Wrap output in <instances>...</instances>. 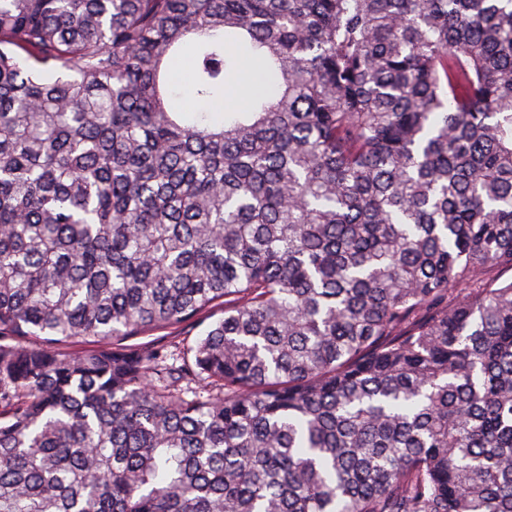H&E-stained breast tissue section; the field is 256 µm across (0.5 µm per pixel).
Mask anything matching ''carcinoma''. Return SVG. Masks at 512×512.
I'll return each mask as SVG.
<instances>
[{
  "label": "carcinoma",
  "instance_id": "cac0c4a2",
  "mask_svg": "<svg viewBox=\"0 0 512 512\" xmlns=\"http://www.w3.org/2000/svg\"><path fill=\"white\" fill-rule=\"evenodd\" d=\"M507 271L512 0H0V512H512ZM218 316L219 314L216 315L215 317L208 319H206L205 316H202L200 320L203 321V323L201 325H199L197 321H189L176 328L149 332L145 335H141L142 337L128 339L123 343L125 345L147 343L150 341L170 343L174 341L178 342L181 341L182 339H188L190 342H192L196 337H198L203 332L206 326Z\"/></svg>",
  "mask_w": 512,
  "mask_h": 512
}]
</instances>
